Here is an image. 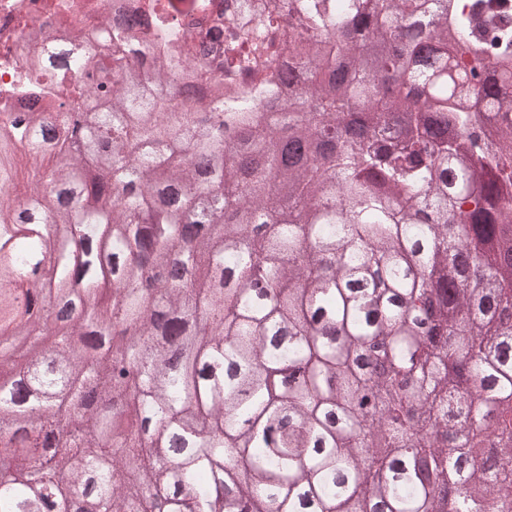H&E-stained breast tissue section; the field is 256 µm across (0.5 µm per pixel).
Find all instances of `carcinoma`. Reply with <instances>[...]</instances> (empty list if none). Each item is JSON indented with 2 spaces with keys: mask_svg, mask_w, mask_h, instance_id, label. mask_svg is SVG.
<instances>
[{
  "mask_svg": "<svg viewBox=\"0 0 512 512\" xmlns=\"http://www.w3.org/2000/svg\"><path fill=\"white\" fill-rule=\"evenodd\" d=\"M440 4L296 0L275 75L178 112L187 58L130 0L112 38L153 26L155 78L101 67L35 221L0 200V281L54 260L24 298L0 288L26 359L0 375V439L35 463L0 459V512H512V264L484 252L512 231V30L489 0ZM190 10L205 58L224 20ZM25 106L0 123V186L12 145L60 122L38 80ZM285 134L340 149L289 168Z\"/></svg>",
  "mask_w": 512,
  "mask_h": 512,
  "instance_id": "carcinoma-1",
  "label": "carcinoma"
}]
</instances>
